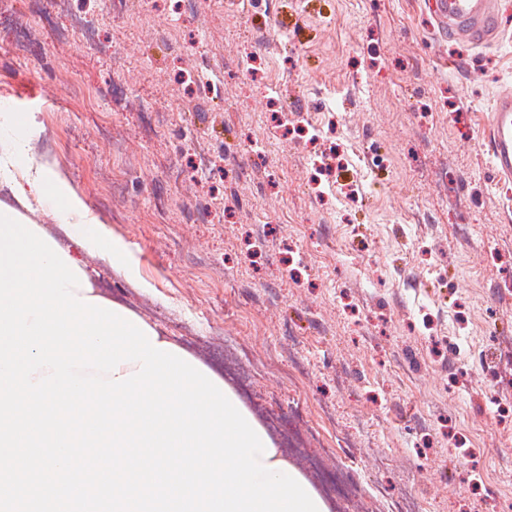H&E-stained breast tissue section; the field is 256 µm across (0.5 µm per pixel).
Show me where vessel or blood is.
<instances>
[{
	"label": "vessel or blood",
	"mask_w": 512,
	"mask_h": 512,
	"mask_svg": "<svg viewBox=\"0 0 512 512\" xmlns=\"http://www.w3.org/2000/svg\"><path fill=\"white\" fill-rule=\"evenodd\" d=\"M438 26L473 44L490 41L497 26L494 0H428ZM489 147L500 180L512 179V86L501 90L489 115Z\"/></svg>",
	"instance_id": "obj_1"
}]
</instances>
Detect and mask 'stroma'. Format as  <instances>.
I'll return each instance as SVG.
<instances>
[{
	"label": "stroma",
	"instance_id": "35a3bbf8",
	"mask_svg": "<svg viewBox=\"0 0 512 512\" xmlns=\"http://www.w3.org/2000/svg\"><path fill=\"white\" fill-rule=\"evenodd\" d=\"M426 3L0 0V109L154 285L82 254L101 293L222 373L332 512L512 502V181L487 147L512 0L480 46Z\"/></svg>",
	"mask_w": 512,
	"mask_h": 512
}]
</instances>
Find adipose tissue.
Here are the masks:
<instances>
[{"label": "adipose tissue", "mask_w": 512, "mask_h": 512, "mask_svg": "<svg viewBox=\"0 0 512 512\" xmlns=\"http://www.w3.org/2000/svg\"><path fill=\"white\" fill-rule=\"evenodd\" d=\"M30 132L29 123L20 121L15 113L0 112V185L10 188L17 209L28 208L33 196L57 205L66 236L81 249L97 254L107 266L124 271L137 287L150 289V282L140 277L136 260L124 242L89 215L57 172L28 158Z\"/></svg>", "instance_id": "adipose-tissue-1"}]
</instances>
